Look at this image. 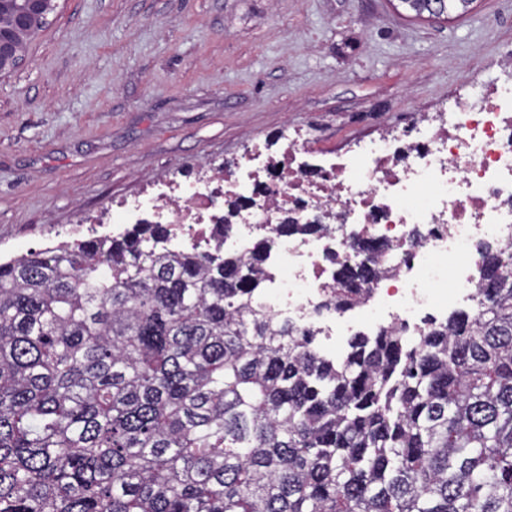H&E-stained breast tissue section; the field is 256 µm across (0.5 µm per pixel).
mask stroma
<instances>
[{
    "mask_svg": "<svg viewBox=\"0 0 512 512\" xmlns=\"http://www.w3.org/2000/svg\"><path fill=\"white\" fill-rule=\"evenodd\" d=\"M512 50V0H58L0 76V262L290 124L338 152ZM399 2L417 18L427 13L428 18L448 20L453 12H467L474 0H399Z\"/></svg>",
    "mask_w": 512,
    "mask_h": 512,
    "instance_id": "obj_1",
    "label": "stroma"
}]
</instances>
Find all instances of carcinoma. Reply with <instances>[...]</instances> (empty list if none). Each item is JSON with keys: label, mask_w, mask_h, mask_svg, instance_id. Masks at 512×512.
<instances>
[{"label": "carcinoma", "mask_w": 512, "mask_h": 512, "mask_svg": "<svg viewBox=\"0 0 512 512\" xmlns=\"http://www.w3.org/2000/svg\"><path fill=\"white\" fill-rule=\"evenodd\" d=\"M167 236L0 262V512H512V249L485 251L475 314L334 362L254 305L271 243ZM377 269L344 267L336 309Z\"/></svg>", "instance_id": "1"}]
</instances>
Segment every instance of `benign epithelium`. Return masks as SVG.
<instances>
[{"mask_svg": "<svg viewBox=\"0 0 512 512\" xmlns=\"http://www.w3.org/2000/svg\"><path fill=\"white\" fill-rule=\"evenodd\" d=\"M18 10L9 23L0 22V74L14 69L26 44L41 30L55 0H16Z\"/></svg>", "mask_w": 512, "mask_h": 512, "instance_id": "7a95c632", "label": "benign epithelium"}]
</instances>
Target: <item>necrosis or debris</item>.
Listing matches in <instances>:
<instances>
[{
	"mask_svg": "<svg viewBox=\"0 0 512 512\" xmlns=\"http://www.w3.org/2000/svg\"><path fill=\"white\" fill-rule=\"evenodd\" d=\"M496 66L506 79L412 109L402 126L342 153L306 160L303 130L292 127L278 150L251 144L232 164L149 185L104 228L119 237L168 225L174 253L219 241L243 255L271 241L254 300L312 334L326 358L358 333L395 328L414 340L451 314L475 313L485 247H512V53ZM287 217L300 231L276 234ZM354 240L385 246L384 268L359 305L339 310L328 292L337 268L357 263Z\"/></svg>",
	"mask_w": 512,
	"mask_h": 512,
	"instance_id": "4bbe7bcc",
	"label": "necrosis or debris"
}]
</instances>
